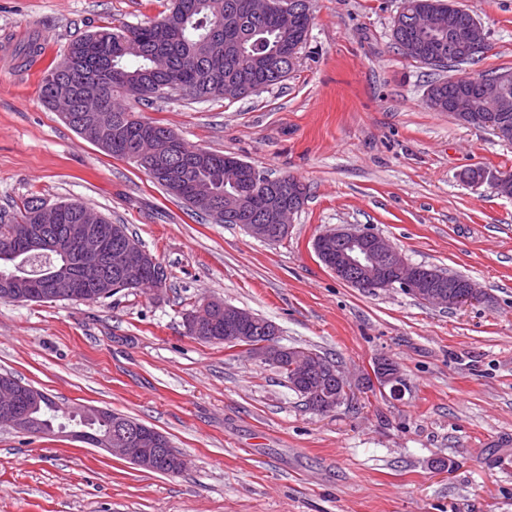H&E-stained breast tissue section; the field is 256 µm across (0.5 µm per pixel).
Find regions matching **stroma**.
<instances>
[{
  "instance_id": "1",
  "label": "stroma",
  "mask_w": 512,
  "mask_h": 512,
  "mask_svg": "<svg viewBox=\"0 0 512 512\" xmlns=\"http://www.w3.org/2000/svg\"><path fill=\"white\" fill-rule=\"evenodd\" d=\"M488 49L472 72L512 70V0H458ZM170 0H0V42L74 39L164 16ZM401 0H312L295 70L248 96L135 102L195 149L307 188L286 239L187 211L136 164L75 133L39 95L41 68L0 62V210L80 201L124 224L165 268L161 296L0 300V373L60 405L108 408L156 428L187 461L141 469L70 438L0 427V512H512V197L466 169L512 172V143L426 103L452 68L391 40ZM371 229L410 262L467 276L484 302L454 309L338 279L315 237ZM222 299L272 321L285 346L327 354L346 400L308 408L278 370L188 336L187 313ZM399 367L403 396L366 382Z\"/></svg>"
}]
</instances>
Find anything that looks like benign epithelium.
<instances>
[{"instance_id":"1","label":"benign epithelium","mask_w":512,"mask_h":512,"mask_svg":"<svg viewBox=\"0 0 512 512\" xmlns=\"http://www.w3.org/2000/svg\"><path fill=\"white\" fill-rule=\"evenodd\" d=\"M448 37L461 39L475 50L487 49V39L484 28L479 21H474L464 33L448 30ZM471 89L459 94L448 102V112L457 119L479 127H490L501 137L512 134L509 127L502 122L501 113L512 107L506 101L500 100L502 81L471 79ZM224 172L231 177L233 184L257 183L260 176L253 173L247 175L237 161H224ZM488 185L493 192L500 196L512 197V176L484 169L483 176L475 185ZM245 210L265 214L256 224H247V233L263 241H272L285 236L290 228L288 224L280 223L282 213L288 211V202L284 201L278 191L271 187L267 190L253 192L240 201V205L228 211L230 215L240 214ZM57 208L41 210L43 219L40 224L41 233L32 235L28 241L11 239L3 246L8 256L21 255L22 246L34 245L32 253H38V248L49 246L46 232L52 230L50 219L56 215ZM64 235L67 252L77 258L84 269V278L102 280L105 277L104 262L112 254L110 240L100 231L86 224H65L60 226ZM314 249L324 265L339 279L349 282L355 288L367 292H376L388 288H399L405 293L441 308H454L466 304L480 303L485 294L477 288L472 279L451 282L448 275L438 269L427 268L421 264H412L380 234L360 229L353 224L343 225L330 233H322L314 240ZM118 277L124 284H149V291L157 296L163 292L160 263L148 251L143 249L133 237L128 236L122 242L118 257ZM82 280L68 276L54 275L33 290V294L41 295L44 289L57 300H79ZM204 304L216 306L224 311V340L236 343L245 339L244 332L253 323V318L240 312L233 306L218 300H206ZM266 340L255 346L254 356L260 357L273 364L290 360L291 368L296 370L295 377L302 378L315 373L321 378H335L342 388L336 390L330 399L326 410L330 411L343 400L347 392V382L340 366L315 365L309 353L299 347H284L279 344V330L273 323L266 328ZM375 378L380 388H389L393 394H399L400 371L394 362L385 360L377 363ZM39 388L28 385L26 389L15 388L8 382L0 383V425H7L19 432H33L37 425L29 415L28 403L33 393ZM79 412L88 420H96L105 414V409L81 404L69 405L63 408L65 414ZM79 441L90 443L106 450L111 455L124 459L135 466L144 465L154 468L157 465L169 466L171 470L180 473L186 468V459L171 445L158 448L162 443L161 432L139 426L129 428L115 422L107 438L103 441L79 438Z\"/></svg>"}]
</instances>
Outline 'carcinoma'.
<instances>
[{
	"label": "carcinoma",
	"mask_w": 512,
	"mask_h": 512,
	"mask_svg": "<svg viewBox=\"0 0 512 512\" xmlns=\"http://www.w3.org/2000/svg\"><path fill=\"white\" fill-rule=\"evenodd\" d=\"M246 0H172L168 14L157 21L126 25L112 29L104 27L73 40L62 59L50 64L40 81V97L46 106L59 92H67L74 99V109L65 121L80 132L81 121L87 119L80 101L89 91L97 92L100 111L112 119L106 132L108 154L140 166L166 193L185 207L202 214L216 224H224V204L240 197L238 188L224 182V155L188 147L170 128L153 121H145L123 107L118 99L132 97L145 100L173 93L170 84L179 82L185 91L198 99L224 96V57L214 55L215 43L235 41L230 68L252 67L259 78H267L278 85L288 78L294 64L278 52V45H288L294 36L276 27V16H254L247 12ZM310 0H273L279 7L299 12L301 31L308 32L311 21ZM434 12L441 23L439 44L448 64L459 67L457 59L463 49L448 43V26L457 30L468 27L472 15L464 9L448 10L447 0H402L392 26V38L401 45L415 36L412 25L418 10ZM126 41L141 45L137 55H125L120 46ZM464 84L439 80L430 85L428 96L439 112L448 111V99L462 92ZM207 154L209 163L197 158ZM44 202L30 198L11 211H0V242L9 237L13 224L39 223L38 211ZM59 223L78 224L81 214L88 210L83 203L72 209L67 203L56 204ZM67 266L74 276L82 269L63 252L62 241L42 254L22 256L19 262L0 258V279L11 280L15 291L29 287L31 281L41 278L49 270ZM202 322L215 324L203 339L205 343L224 341V318L214 316V309L204 308L189 313ZM30 414L41 429L35 433L44 437L53 432L54 423L65 419L74 428L82 427L76 418H64L58 404L46 393L37 394L30 405Z\"/></svg>",
	"instance_id": "1"
}]
</instances>
